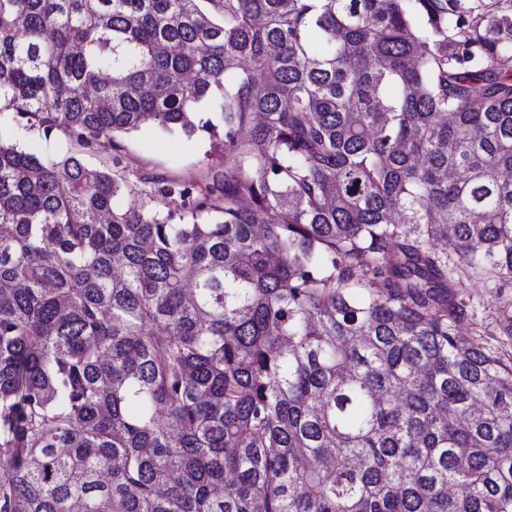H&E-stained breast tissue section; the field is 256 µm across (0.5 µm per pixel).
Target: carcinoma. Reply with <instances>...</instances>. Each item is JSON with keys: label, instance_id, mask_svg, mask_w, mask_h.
<instances>
[{"label": "carcinoma", "instance_id": "cac0c4a2", "mask_svg": "<svg viewBox=\"0 0 512 512\" xmlns=\"http://www.w3.org/2000/svg\"><path fill=\"white\" fill-rule=\"evenodd\" d=\"M0 112V512H512V0H0ZM14 140L18 142L24 148H28L33 151L48 152V151H64L66 150V144L56 142L54 144L47 145L41 138L36 130H15ZM130 165L140 172L174 177L201 164L213 155L218 141L208 137L187 140L181 134H160L150 130L128 136L124 140ZM467 292L472 298L475 318L491 328L494 327L498 308L502 301L496 288H488L482 284H468Z\"/></svg>", "mask_w": 512, "mask_h": 512}]
</instances>
